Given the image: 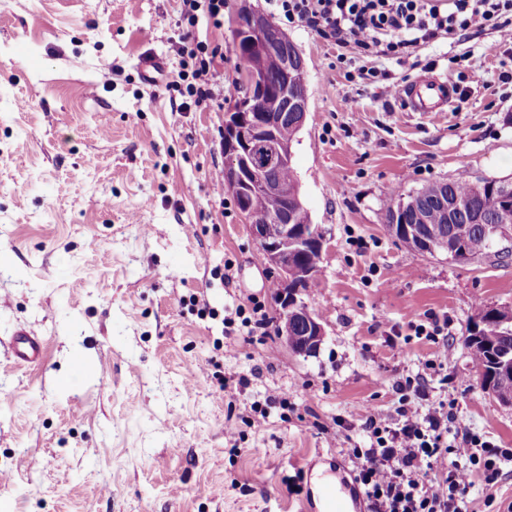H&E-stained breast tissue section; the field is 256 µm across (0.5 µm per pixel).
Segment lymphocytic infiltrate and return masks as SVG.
Segmentation results:
<instances>
[{
    "label": "lymphocytic infiltrate",
    "instance_id": "1",
    "mask_svg": "<svg viewBox=\"0 0 512 512\" xmlns=\"http://www.w3.org/2000/svg\"><path fill=\"white\" fill-rule=\"evenodd\" d=\"M288 21L304 23L336 45L366 54L409 55L447 35L493 29L512 49V0H273ZM444 361L391 384L393 405L358 418L368 444L349 458L367 512H469L477 482L512 471V448L468 429L455 399L434 397L446 385Z\"/></svg>",
    "mask_w": 512,
    "mask_h": 512
}]
</instances>
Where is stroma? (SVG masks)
I'll return each instance as SVG.
<instances>
[{
    "mask_svg": "<svg viewBox=\"0 0 512 512\" xmlns=\"http://www.w3.org/2000/svg\"><path fill=\"white\" fill-rule=\"evenodd\" d=\"M239 5L199 33L224 59L198 103L182 0L0 6V512H309L323 472L367 443L358 409L389 410L392 381L443 353L463 424L512 448V406L480 388L463 344L479 306L512 308V259L423 256L385 221L389 197L432 182L512 180L497 34L364 58L250 0L307 66L291 151L325 238L302 297L326 336L302 356L279 339L271 278L221 189ZM148 53L165 65L154 85L137 70ZM462 72V106L404 109L416 77ZM257 303L270 326H243ZM428 312L452 320L447 344L410 330ZM19 327L44 338L40 367L14 363Z\"/></svg>",
    "mask_w": 512,
    "mask_h": 512,
    "instance_id": "stroma-1",
    "label": "stroma"
}]
</instances>
